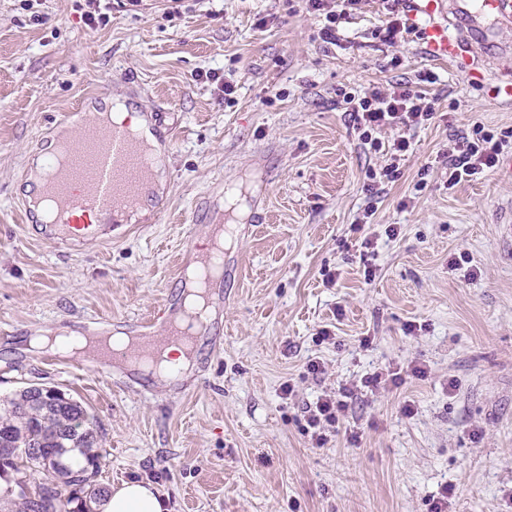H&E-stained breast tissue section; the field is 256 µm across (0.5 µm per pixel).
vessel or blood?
Returning <instances> with one entry per match:
<instances>
[{
	"label": "vessel or blood",
	"mask_w": 512,
	"mask_h": 512,
	"mask_svg": "<svg viewBox=\"0 0 512 512\" xmlns=\"http://www.w3.org/2000/svg\"><path fill=\"white\" fill-rule=\"evenodd\" d=\"M412 19L421 23V38L430 56L445 63L469 59L477 47L494 50L491 64L472 70L477 79L491 80L501 103L512 106V45L498 40L512 29V0H408ZM71 167L46 184L64 214L59 224L37 225V232L57 243L73 246L110 236V221L124 214L125 206L151 175L142 151L128 126L82 129L77 135ZM154 310L150 328L141 332V352L130 358L140 364L144 356L174 344H196L177 323L161 324Z\"/></svg>",
	"instance_id": "b4317fda"
}]
</instances>
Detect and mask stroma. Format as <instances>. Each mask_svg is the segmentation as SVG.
I'll use <instances>...</instances> for the list:
<instances>
[{
    "label": "stroma",
    "instance_id": "35a3bbf8",
    "mask_svg": "<svg viewBox=\"0 0 512 512\" xmlns=\"http://www.w3.org/2000/svg\"><path fill=\"white\" fill-rule=\"evenodd\" d=\"M386 7L362 0L331 45L300 0H0V399L40 384L80 401L100 435L97 484L150 481L170 512H430L448 484V512H512V240L500 234L512 178L493 168L451 186L436 161L477 126L507 135L511 156L512 107L417 34L376 37ZM398 80L434 98L436 116L372 197L363 185L388 157L361 143L340 92ZM116 95L162 141L165 215L78 247L37 235L19 220L30 158L61 114ZM208 208L223 209L231 243L186 371L147 378L30 349L41 331H129L179 300L178 256L203 238L193 214ZM386 366L402 384L349 399L339 433L313 447L303 404Z\"/></svg>",
    "mask_w": 512,
    "mask_h": 512
}]
</instances>
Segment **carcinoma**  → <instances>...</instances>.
<instances>
[{
    "label": "carcinoma",
    "mask_w": 512,
    "mask_h": 512,
    "mask_svg": "<svg viewBox=\"0 0 512 512\" xmlns=\"http://www.w3.org/2000/svg\"><path fill=\"white\" fill-rule=\"evenodd\" d=\"M99 445L94 418L58 390L31 384L0 401V466L17 474L14 484L26 487L21 494L11 487L5 490L18 505L17 512H84L87 503L104 497L106 489L91 484L99 471ZM30 470L42 471L47 481L31 483ZM54 476L67 486L87 490L88 501L71 510L73 498L63 496Z\"/></svg>",
    "instance_id": "1"
}]
</instances>
